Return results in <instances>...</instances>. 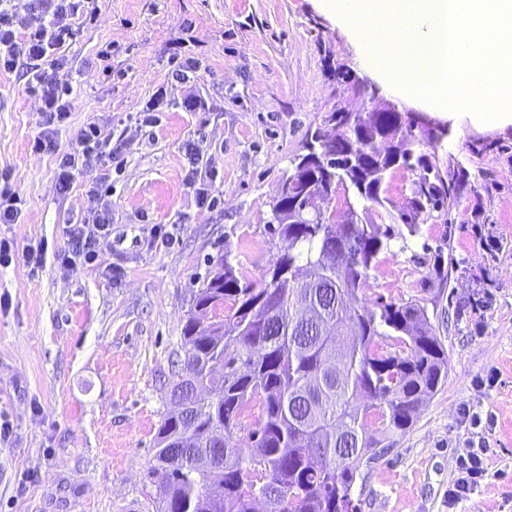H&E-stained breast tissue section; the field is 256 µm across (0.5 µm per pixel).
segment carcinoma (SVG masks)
<instances>
[{"label":"carcinoma","instance_id":"cac0c4a2","mask_svg":"<svg viewBox=\"0 0 512 512\" xmlns=\"http://www.w3.org/2000/svg\"><path fill=\"white\" fill-rule=\"evenodd\" d=\"M327 123L341 162L322 158L312 168L317 182L352 185L365 204L385 207L390 163L369 149L390 127L412 151L407 166L421 169L420 208H445L468 179L463 169L446 179L415 154L410 117L385 112L380 125L364 127L333 112ZM335 197L321 196L314 212L284 180L275 222L285 246L262 285L224 256L203 282L195 307L214 320L191 316L182 329L148 471L161 489L154 512H256L260 488L273 512H356L363 458L407 432L448 378L447 349L423 307L359 298L394 227L335 223ZM385 338L409 352L383 347ZM251 404L260 418L245 452L233 436ZM372 415L384 425L377 434L368 430Z\"/></svg>","mask_w":512,"mask_h":512}]
</instances>
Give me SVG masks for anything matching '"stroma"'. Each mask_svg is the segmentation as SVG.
Instances as JSON below:
<instances>
[{"mask_svg":"<svg viewBox=\"0 0 512 512\" xmlns=\"http://www.w3.org/2000/svg\"><path fill=\"white\" fill-rule=\"evenodd\" d=\"M94 4L96 21L74 19L51 74L72 90L55 133L62 147L89 122L121 144L104 198L112 236L95 264L58 260L64 226L89 216L95 174L77 172L58 192L56 155L32 150L46 124L26 69L0 73V175L26 201L18 223L0 224L16 254L0 267V423L11 426L0 440V512H148L170 361L212 259L227 255L262 281L282 246L272 232L282 181L331 112L386 101L425 110L377 76L323 0ZM188 60V81L173 82ZM160 89V122L143 126L137 115ZM431 119L448 135L423 153L441 173L466 168L469 183L448 209L423 213L418 234L392 241L364 296L423 306L448 350V378L386 455L363 462L352 497L357 512H512V125ZM198 137L193 166L184 145ZM193 168L220 192L217 208L197 206ZM416 179L388 171L374 223H391ZM30 251L39 264L27 263ZM469 410L490 421L487 475L452 504Z\"/></svg>","mask_w":512,"mask_h":512,"instance_id":"obj_1","label":"stroma"}]
</instances>
